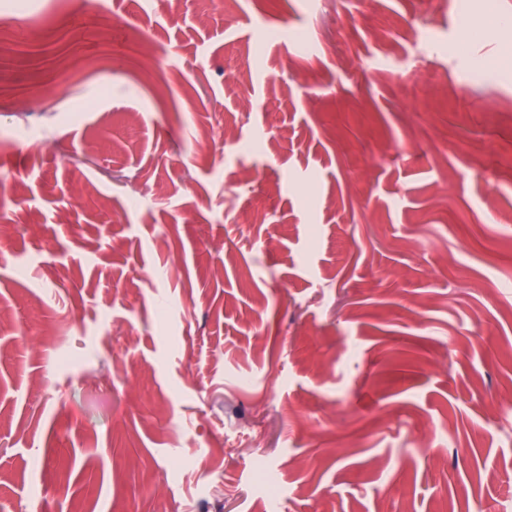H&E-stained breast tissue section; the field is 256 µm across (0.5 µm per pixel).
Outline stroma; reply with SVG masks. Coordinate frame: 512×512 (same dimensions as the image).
I'll return each instance as SVG.
<instances>
[{
  "instance_id": "stroma-1",
  "label": "stroma",
  "mask_w": 512,
  "mask_h": 512,
  "mask_svg": "<svg viewBox=\"0 0 512 512\" xmlns=\"http://www.w3.org/2000/svg\"><path fill=\"white\" fill-rule=\"evenodd\" d=\"M489 18L0 0V512H512Z\"/></svg>"
}]
</instances>
